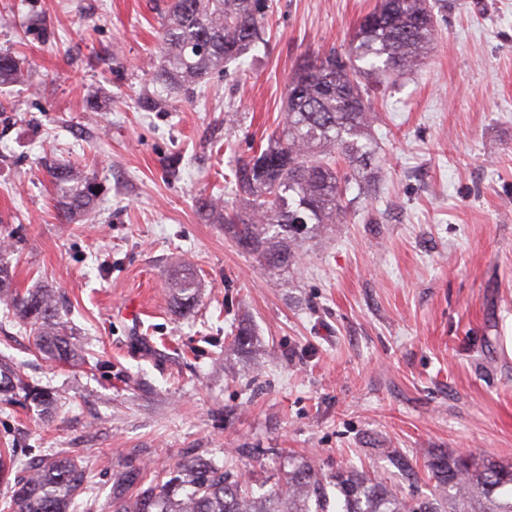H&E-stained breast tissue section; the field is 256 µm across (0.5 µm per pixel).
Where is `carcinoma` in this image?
Here are the masks:
<instances>
[{
	"label": "carcinoma",
	"instance_id": "carcinoma-1",
	"mask_svg": "<svg viewBox=\"0 0 512 512\" xmlns=\"http://www.w3.org/2000/svg\"><path fill=\"white\" fill-rule=\"evenodd\" d=\"M265 25L261 0H171L163 22L160 65L150 68L152 83L163 93L149 94L152 108L174 93H187L210 74L237 62L259 40ZM437 38L429 0H378L358 21L342 53L299 63L286 87L285 116L267 147L232 170L235 191L248 203L224 210L221 197L205 198L200 208L232 230L245 250L270 269L291 261L289 244H299L316 230L336 223L350 205V186L369 185L376 146L370 135L375 112L372 93L388 80L425 63ZM26 60L0 52V86L27 80ZM55 192L60 222L74 224L92 213L103 187L97 177L71 164L44 160ZM14 245L0 235V304L32 338L36 349L57 362L82 358L61 320L52 288L20 292L3 256ZM176 306L197 303L194 275L172 279ZM239 349L253 344L246 326L230 334ZM51 414L57 391L25 376L0 359V405L16 396ZM251 450L217 465L196 457L179 462L175 476H159L132 465L112 480L110 512H512V463L486 456L477 461L452 451L430 453L424 468L434 481L432 497L409 500L385 480L352 461L327 477L308 458L288 459L286 481L254 493L241 461ZM394 473L410 483L417 462L397 450L385 451ZM86 475L75 457L44 454L29 462L26 474L11 486L8 512H93L78 502Z\"/></svg>",
	"mask_w": 512,
	"mask_h": 512
}]
</instances>
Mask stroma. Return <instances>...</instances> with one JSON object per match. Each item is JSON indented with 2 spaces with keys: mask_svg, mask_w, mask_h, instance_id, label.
I'll return each mask as SVG.
<instances>
[{
  "mask_svg": "<svg viewBox=\"0 0 512 512\" xmlns=\"http://www.w3.org/2000/svg\"><path fill=\"white\" fill-rule=\"evenodd\" d=\"M262 39L189 99L148 109L168 0H0V52L30 65L0 88V230L18 290L53 287L85 350L53 363L0 312V358L60 395L51 416L0 408V450L80 456L107 512L112 472L169 480L188 452L239 448L255 492L289 457L345 459L393 480L395 448L512 462V0H432L425 65L374 97L378 172L329 231L273 274L199 208L281 120L304 58L344 50L377 0H264ZM103 194L60 223L43 165ZM194 272L198 302L169 281ZM253 348L229 347L232 326ZM196 288L195 277L189 271H184L172 279L170 289L179 309H191L196 305Z\"/></svg>",
  "mask_w": 512,
  "mask_h": 512,
  "instance_id": "1",
  "label": "stroma"
}]
</instances>
